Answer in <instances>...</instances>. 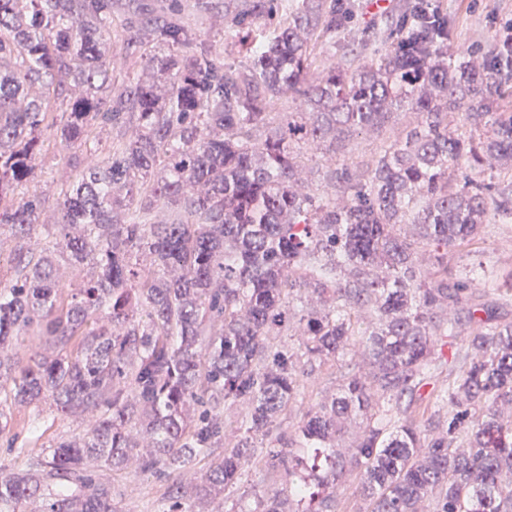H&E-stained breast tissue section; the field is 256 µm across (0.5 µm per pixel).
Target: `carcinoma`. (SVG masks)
Returning a JSON list of instances; mask_svg holds the SVG:
<instances>
[{
    "instance_id": "1",
    "label": "carcinoma",
    "mask_w": 512,
    "mask_h": 512,
    "mask_svg": "<svg viewBox=\"0 0 512 512\" xmlns=\"http://www.w3.org/2000/svg\"><path fill=\"white\" fill-rule=\"evenodd\" d=\"M185 2L0 0V229L13 256L0 391L21 405L50 396L86 423L0 473V512L33 497L44 512H123L98 467L169 477L158 512H196L239 483L257 437L329 362L336 392L287 445H267L288 489L224 512H340L349 473L363 512H512V322L493 304L512 298V275L476 288L448 267L486 225L512 223V39L489 59L455 58L453 20L411 8L352 70L319 53L344 0H194L221 18L236 61L181 20ZM118 8L129 17L108 58ZM281 98L296 111H273ZM398 112L414 121L365 171L337 164L336 144ZM106 128L123 134L104 148ZM47 131L82 156L52 224L37 190ZM308 151L322 154L315 169ZM61 261L89 265L67 294ZM33 332L54 351L22 366ZM445 367L448 382L432 383ZM226 403L242 419L224 421Z\"/></svg>"
}]
</instances>
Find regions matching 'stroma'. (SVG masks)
Instances as JSON below:
<instances>
[{
	"mask_svg": "<svg viewBox=\"0 0 512 512\" xmlns=\"http://www.w3.org/2000/svg\"><path fill=\"white\" fill-rule=\"evenodd\" d=\"M408 0H352V17L346 28L336 36V56L352 60L359 52L361 35L375 36L385 29L387 20L396 15ZM455 23L451 52H479L489 55L499 34L512 24V0H438ZM76 160L69 153L51 148L41 159L43 175L40 189L47 206L43 221H53V205L75 171ZM451 267L486 283L512 273V224H490L475 250L456 252ZM11 415L14 443L0 440V471L25 466L30 457L48 455L59 438L79 434L78 417L62 413L49 402L39 406L7 404ZM112 492L126 512H156L167 481L151 474L118 471L110 473Z\"/></svg>",
	"mask_w": 512,
	"mask_h": 512,
	"instance_id": "stroma-1",
	"label": "stroma"
}]
</instances>
